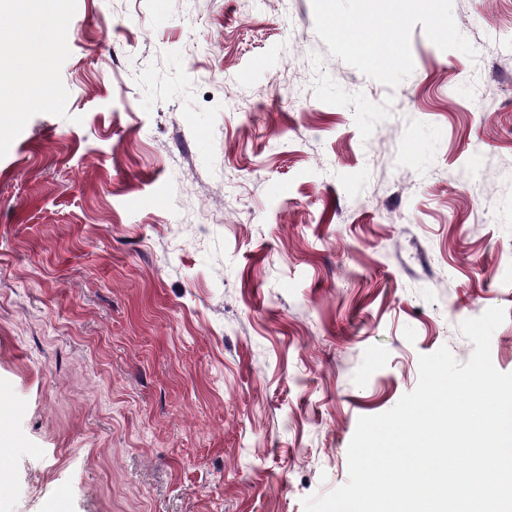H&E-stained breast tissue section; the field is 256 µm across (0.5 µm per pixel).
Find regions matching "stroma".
I'll return each mask as SVG.
<instances>
[{"label": "stroma", "mask_w": 512, "mask_h": 512, "mask_svg": "<svg viewBox=\"0 0 512 512\" xmlns=\"http://www.w3.org/2000/svg\"><path fill=\"white\" fill-rule=\"evenodd\" d=\"M14 2L0 512H303L462 321L512 373V0ZM336 30H347L351 34L348 47L353 51H365L371 48L365 39L366 32L352 17L336 18L334 24Z\"/></svg>", "instance_id": "obj_1"}]
</instances>
